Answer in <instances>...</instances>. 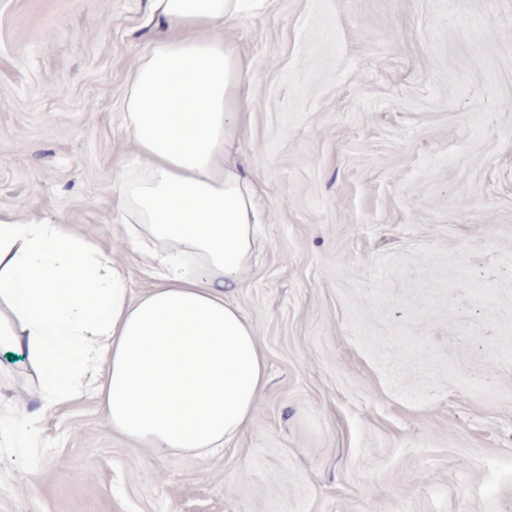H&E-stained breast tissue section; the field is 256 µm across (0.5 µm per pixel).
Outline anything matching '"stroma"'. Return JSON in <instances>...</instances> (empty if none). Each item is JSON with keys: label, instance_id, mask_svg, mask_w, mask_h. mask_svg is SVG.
<instances>
[{"label": "stroma", "instance_id": "stroma-1", "mask_svg": "<svg viewBox=\"0 0 512 512\" xmlns=\"http://www.w3.org/2000/svg\"><path fill=\"white\" fill-rule=\"evenodd\" d=\"M159 33L149 0H0V211L125 237L118 102ZM224 35L251 62L255 420L156 457L95 396L43 412L0 354V512H512V0H265Z\"/></svg>", "mask_w": 512, "mask_h": 512}]
</instances>
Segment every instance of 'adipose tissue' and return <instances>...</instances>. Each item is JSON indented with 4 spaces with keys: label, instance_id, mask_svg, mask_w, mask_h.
Returning <instances> with one entry per match:
<instances>
[{
    "label": "adipose tissue",
    "instance_id": "1",
    "mask_svg": "<svg viewBox=\"0 0 512 512\" xmlns=\"http://www.w3.org/2000/svg\"><path fill=\"white\" fill-rule=\"evenodd\" d=\"M248 0H150L163 30L120 101L138 156L118 164L115 212L155 277L131 288L114 252L68 225L0 212V349L42 371L44 410L93 390L114 431L155 455L197 457L234 442L267 384L264 352L229 296L250 266L257 190L237 141L250 63L225 40ZM167 246L139 243L138 228Z\"/></svg>",
    "mask_w": 512,
    "mask_h": 512
}]
</instances>
